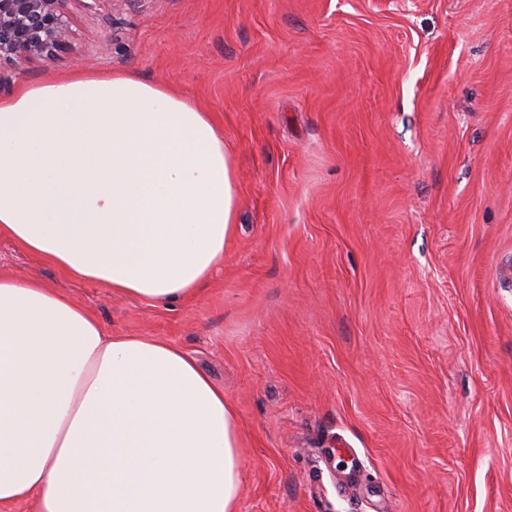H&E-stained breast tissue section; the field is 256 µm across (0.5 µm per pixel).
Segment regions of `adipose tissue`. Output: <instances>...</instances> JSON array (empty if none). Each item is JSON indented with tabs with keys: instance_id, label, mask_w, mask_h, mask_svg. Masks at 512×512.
Listing matches in <instances>:
<instances>
[{
	"instance_id": "obj_1",
	"label": "adipose tissue",
	"mask_w": 512,
	"mask_h": 512,
	"mask_svg": "<svg viewBox=\"0 0 512 512\" xmlns=\"http://www.w3.org/2000/svg\"><path fill=\"white\" fill-rule=\"evenodd\" d=\"M224 133L133 73L0 99V234L73 277L168 304L234 236ZM233 405L180 347L110 336L86 309L0 273V503L36 512H239Z\"/></svg>"
}]
</instances>
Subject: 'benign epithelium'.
Masks as SVG:
<instances>
[{
	"mask_svg": "<svg viewBox=\"0 0 512 512\" xmlns=\"http://www.w3.org/2000/svg\"><path fill=\"white\" fill-rule=\"evenodd\" d=\"M70 0H0V89L12 74L47 61L66 48L72 28Z\"/></svg>",
	"mask_w": 512,
	"mask_h": 512,
	"instance_id": "benign-epithelium-1",
	"label": "benign epithelium"
}]
</instances>
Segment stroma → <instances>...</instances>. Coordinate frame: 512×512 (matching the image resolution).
I'll list each match as a JSON object with an SVG mask.
<instances>
[{
    "label": "stroma",
    "instance_id": "stroma-1",
    "mask_svg": "<svg viewBox=\"0 0 512 512\" xmlns=\"http://www.w3.org/2000/svg\"><path fill=\"white\" fill-rule=\"evenodd\" d=\"M13 86L136 72L224 132L236 236L159 305L0 235V272L175 344L235 407L241 512H512V0H72Z\"/></svg>",
    "mask_w": 512,
    "mask_h": 512
}]
</instances>
